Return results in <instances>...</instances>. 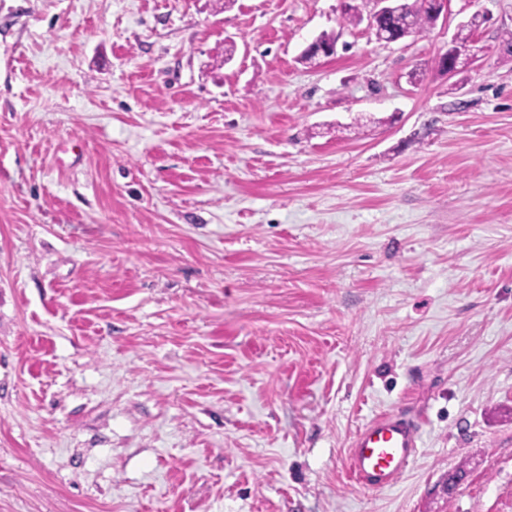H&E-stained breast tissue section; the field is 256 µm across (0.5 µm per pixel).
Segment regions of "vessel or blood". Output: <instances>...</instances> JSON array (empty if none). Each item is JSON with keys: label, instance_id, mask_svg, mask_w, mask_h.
Returning a JSON list of instances; mask_svg holds the SVG:
<instances>
[{"label": "vessel or blood", "instance_id": "b4317fda", "mask_svg": "<svg viewBox=\"0 0 512 512\" xmlns=\"http://www.w3.org/2000/svg\"><path fill=\"white\" fill-rule=\"evenodd\" d=\"M417 448L415 423L399 415L385 414L357 433L349 450L347 467L363 485L384 489L405 472Z\"/></svg>", "mask_w": 512, "mask_h": 512}]
</instances>
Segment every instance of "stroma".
<instances>
[{
	"instance_id": "obj_1",
	"label": "stroma",
	"mask_w": 512,
	"mask_h": 512,
	"mask_svg": "<svg viewBox=\"0 0 512 512\" xmlns=\"http://www.w3.org/2000/svg\"><path fill=\"white\" fill-rule=\"evenodd\" d=\"M508 31L0 0V512H512ZM384 413L419 448L372 490ZM479 25V16L474 15L469 21L457 28V32L455 33V40L466 43H459L454 41V45L448 49L450 56L449 58L454 61L456 65H467L471 63L475 60L477 54L480 52V48L477 46L478 41L476 39L472 40L474 31L479 27ZM418 448L415 423L385 414L366 424L349 450V473L363 485L384 489L394 484L407 469Z\"/></svg>"
}]
</instances>
